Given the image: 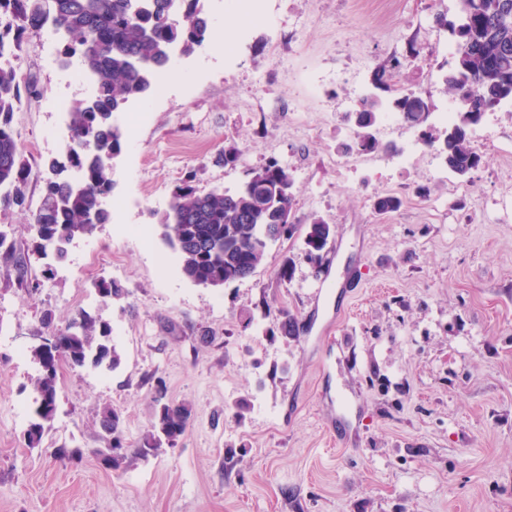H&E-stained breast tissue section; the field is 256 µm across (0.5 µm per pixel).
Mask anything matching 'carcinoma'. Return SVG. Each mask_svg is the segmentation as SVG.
Listing matches in <instances>:
<instances>
[{"label": "carcinoma", "mask_w": 512, "mask_h": 512, "mask_svg": "<svg viewBox=\"0 0 512 512\" xmlns=\"http://www.w3.org/2000/svg\"><path fill=\"white\" fill-rule=\"evenodd\" d=\"M461 21L444 17L437 22L455 40L452 73L446 84L462 105L443 136L427 137L424 144L435 148L448 170L467 178L482 163L471 145V130L477 124L484 91L497 84L512 88V0H465ZM0 209H24L26 167L18 140L11 128L22 92L35 86L20 85L19 52L26 32L51 27L60 33L59 60L64 66L78 60L85 72L99 79L95 92L74 101L68 111L70 142L58 156L44 163V192L32 213L29 232L33 251L41 258L61 262L67 245L110 222L103 199L113 188L112 161L121 153L124 131L114 116L132 100H146L157 88L158 77L171 62L172 49L184 56L203 48L211 39L212 20L204 0H0ZM409 58H390L378 70L377 88L388 91L392 72L414 64ZM499 60V68L486 67ZM381 101L364 98L351 113L359 129L356 148L376 149L371 129ZM391 107L413 125L430 115L428 99L415 91L399 93ZM190 174L174 193L168 209L157 215L162 239L180 260L183 275L199 285L219 286L251 277L261 264L273 226L291 223L295 205L294 178L287 167L271 160L251 170L236 190L214 188L200 191ZM330 226L316 218L305 228L304 244L322 251L328 244ZM0 259L12 264L18 284L28 282V262L0 230ZM102 297L119 299L124 289L112 280L95 282ZM42 322L60 336L64 361L73 368L88 364L115 368L120 356L112 344V326L99 316L79 310L64 326L53 325L52 314ZM31 357L38 365L33 380V411L25 431L28 447L40 446L56 416L60 361L36 347ZM191 411L184 404L160 405L156 421L136 443L135 452L146 458L173 442L187 430ZM101 424L109 433L108 447L98 450V459L110 468L120 466L127 447L121 415L102 411Z\"/></svg>", "instance_id": "1"}]
</instances>
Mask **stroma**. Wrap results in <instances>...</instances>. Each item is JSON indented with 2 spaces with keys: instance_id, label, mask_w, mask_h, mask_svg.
Listing matches in <instances>:
<instances>
[{
  "instance_id": "35a3bbf8",
  "label": "stroma",
  "mask_w": 512,
  "mask_h": 512,
  "mask_svg": "<svg viewBox=\"0 0 512 512\" xmlns=\"http://www.w3.org/2000/svg\"><path fill=\"white\" fill-rule=\"evenodd\" d=\"M235 20L207 0L225 49L206 46L169 71L158 91L117 116L125 132L110 223L75 240L53 278L32 251L29 215L0 211V229L29 254L36 289L0 263V512H512V103L475 126L482 164L460 188L432 178L442 159L425 150L395 167L407 135L376 131L378 163L346 182L332 163L346 140V102L371 93L374 74L417 44L404 70L433 110L452 96L443 81L452 40L437 16L458 0H250ZM26 35L19 65L42 94L23 99L13 129L31 175L60 149L62 117L50 100L87 97ZM315 71L321 92L302 83ZM298 103V113L288 110ZM40 150H32V143ZM237 149L227 166L220 158ZM277 159L296 181L294 221L325 219L333 254L312 262L301 235L269 244L243 281L187 280L156 215L195 171L199 190L233 189L248 169ZM412 197L380 215L383 192ZM112 279L110 300L94 288ZM329 292L315 297L318 280ZM65 325L81 309L112 323L121 361L111 371L61 364L57 413L39 447L24 432L32 412L30 353L40 313ZM288 311L294 332L279 331ZM191 410L172 448L127 453L104 466L101 411L121 413L130 442L155 421L156 385ZM353 399L358 442L336 443L339 395ZM79 456L57 458L60 444Z\"/></svg>"
}]
</instances>
